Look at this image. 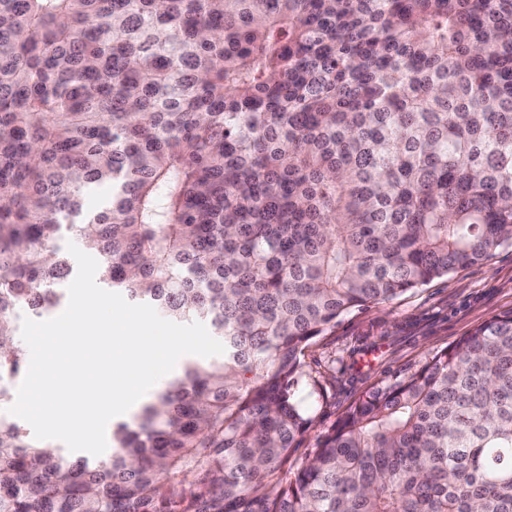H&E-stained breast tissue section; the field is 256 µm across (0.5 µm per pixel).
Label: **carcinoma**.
Listing matches in <instances>:
<instances>
[{
  "label": "carcinoma",
  "instance_id": "cac0c4a2",
  "mask_svg": "<svg viewBox=\"0 0 512 512\" xmlns=\"http://www.w3.org/2000/svg\"><path fill=\"white\" fill-rule=\"evenodd\" d=\"M224 342L0 512H512V311L304 456L305 350L512 245V0H0V408L73 271ZM68 241L73 242V243H74L75 245H77V246H78L82 251H84L85 253H87V254L91 255L92 257H94V258L97 260L98 264H100V262H99V258H98L95 254H93V253H91V252L86 251V250L83 248L82 244H81L78 240H76V239H74V238H64V239H62V240L59 242V245L61 246L62 250H63V251H65V252H67V253L70 255L71 260H72V262H73V266H74V272H73V274L70 276V278L68 279V281H67V283H66V285H65V287H64V288H65V289H64V290H65V300H64V302H63L60 306H58V307H56V308L52 309L50 312H48L47 314H45L43 317H33V316L29 315L28 313H26V312H24V311L19 312L18 318H17V320H16V325H17V329H18V335H19L18 337H19L20 341L22 342V344H23V346H24V348L26 349V352H27V367H26V370L24 371V373H23V374H20L19 376H17V377L14 379V383H13L14 399H13L12 403L9 405V407H10V406L15 402L17 388H18V386L20 385V383L22 382V380H23V378H24V376H25V374H26V371H27V369H28V365H29V361H30V351H29V348H28V346L26 345V343L23 341L22 336H21V327H22V319H23V317H28V318H31V319H33V320H38V321H40V320H46V319H50V318H53V317H55V316L59 315V314H60V313L65 309V307L67 306V303H68V291H67V287H68V285L72 282V280L74 279V277H75V275H76V273H77V263H76L75 259L73 258V256H72V255L68 252V250H67V242H68ZM9 407H8V408H9ZM8 408H6L3 412H4L7 416H9V417H12V418H15V419H19V420H21V421H22V422L27 426V428L30 430L31 435H32V436H34V434H33V430H32V428H31V426H30L27 422H25L24 420H22V419H20V418H18V417H16V416H14V415H12V414L8 413V412L6 411Z\"/></svg>",
  "mask_w": 512,
  "mask_h": 512
}]
</instances>
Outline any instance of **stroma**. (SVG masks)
Wrapping results in <instances>:
<instances>
[{"instance_id": "35a3bbf8", "label": "stroma", "mask_w": 512, "mask_h": 512, "mask_svg": "<svg viewBox=\"0 0 512 512\" xmlns=\"http://www.w3.org/2000/svg\"><path fill=\"white\" fill-rule=\"evenodd\" d=\"M512 311V246L396 299L355 309L307 350L297 393L313 420L300 450L371 387L404 377L492 317Z\"/></svg>"}]
</instances>
